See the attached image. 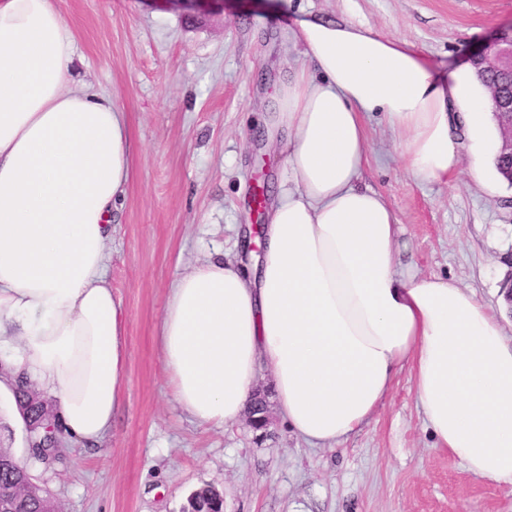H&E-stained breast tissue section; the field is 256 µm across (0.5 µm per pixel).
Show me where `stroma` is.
Wrapping results in <instances>:
<instances>
[{"instance_id":"obj_1","label":"stroma","mask_w":512,"mask_h":512,"mask_svg":"<svg viewBox=\"0 0 512 512\" xmlns=\"http://www.w3.org/2000/svg\"><path fill=\"white\" fill-rule=\"evenodd\" d=\"M75 41V85L126 112L132 178L107 241V276L127 314V390L100 446L68 445L62 463L28 466L57 512H182L208 486L225 512H512V483L488 481L436 448L409 370L370 423L334 448H313L288 429L273 378L260 371L272 425L247 418L201 426L166 386L156 329L176 274L222 253L246 264L262 223L253 186L290 177L285 147L252 123L281 71L295 65L289 28L299 17L350 21L409 45L440 68L468 64L502 26L512 0H59ZM363 182L381 192L401 227L399 258L450 277L498 310L512 278V188L469 171L421 184L395 151L380 114L368 123Z\"/></svg>"}]
</instances>
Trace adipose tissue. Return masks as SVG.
I'll list each match as a JSON object with an SVG mask.
<instances>
[{"mask_svg": "<svg viewBox=\"0 0 512 512\" xmlns=\"http://www.w3.org/2000/svg\"><path fill=\"white\" fill-rule=\"evenodd\" d=\"M305 58L278 79L266 131L284 133L280 185L254 270L218 258L176 275L157 327L167 385L201 425L237 421L262 369L288 427L314 447L367 424L409 368L436 445L512 482V337L457 281L396 259L400 222L361 186L381 113L420 183L483 178L491 100L469 70L351 22L290 31ZM56 0H0V411L19 378L58 399L67 443L100 444L127 386L126 314L106 240L131 176L132 132L108 97L74 86Z\"/></svg>", "mask_w": 512, "mask_h": 512, "instance_id": "adipose-tissue-1", "label": "adipose tissue"}]
</instances>
